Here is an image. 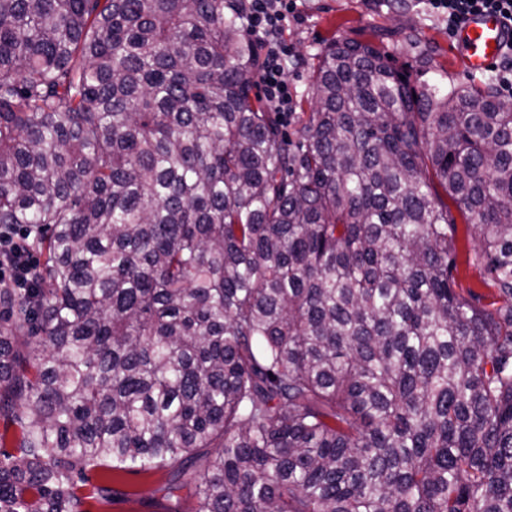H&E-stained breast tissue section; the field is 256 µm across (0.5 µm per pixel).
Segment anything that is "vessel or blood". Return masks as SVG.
Listing matches in <instances>:
<instances>
[{
  "instance_id": "1",
  "label": "vessel or blood",
  "mask_w": 512,
  "mask_h": 512,
  "mask_svg": "<svg viewBox=\"0 0 512 512\" xmlns=\"http://www.w3.org/2000/svg\"><path fill=\"white\" fill-rule=\"evenodd\" d=\"M455 41L468 68L480 71L502 54L508 37L498 16L484 14L467 20Z\"/></svg>"
}]
</instances>
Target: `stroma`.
<instances>
[{"label":"stroma","instance_id":"stroma-1","mask_svg":"<svg viewBox=\"0 0 512 512\" xmlns=\"http://www.w3.org/2000/svg\"><path fill=\"white\" fill-rule=\"evenodd\" d=\"M299 12V19L290 20L282 34L288 51L286 77L295 112L309 111L312 75L319 53L334 38L373 42L400 65L411 62L414 45L425 46L433 58L424 75L428 82L440 81L450 86L495 79L490 71L475 73L466 68L448 36L446 20L430 10L425 0H303ZM450 215L455 220V288L464 294L478 295L482 303H490L493 288L484 283L478 268L467 261L473 245L472 229L458 209H451ZM88 477L93 485L111 480L117 491L107 501L88 500V512H164L167 505L161 493L167 478L165 472L124 473L111 479L106 469L96 468L89 471Z\"/></svg>","mask_w":512,"mask_h":512}]
</instances>
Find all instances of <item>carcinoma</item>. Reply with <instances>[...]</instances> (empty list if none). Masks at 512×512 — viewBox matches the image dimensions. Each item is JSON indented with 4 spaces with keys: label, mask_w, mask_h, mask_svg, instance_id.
Here are the masks:
<instances>
[{
    "label": "carcinoma",
    "mask_w": 512,
    "mask_h": 512,
    "mask_svg": "<svg viewBox=\"0 0 512 512\" xmlns=\"http://www.w3.org/2000/svg\"><path fill=\"white\" fill-rule=\"evenodd\" d=\"M260 66L239 0H0V512H512V96L332 40L291 136ZM450 216L455 219L454 241L456 246V259L452 274L455 288L465 297L472 292L481 298L482 304L493 301L494 290L483 282L479 269L467 262V253L473 245L471 226L465 223L456 205L448 198ZM10 256L18 257V263L7 262ZM1 260L2 266L10 269L15 287L27 288L32 273L28 256L15 240L13 229L5 227L3 224L0 226V270L2 268ZM165 471L112 476V487L120 492L109 501L89 499L90 512H165L168 502L158 492L165 481Z\"/></svg>",
    "instance_id": "cac0c4a2"
}]
</instances>
